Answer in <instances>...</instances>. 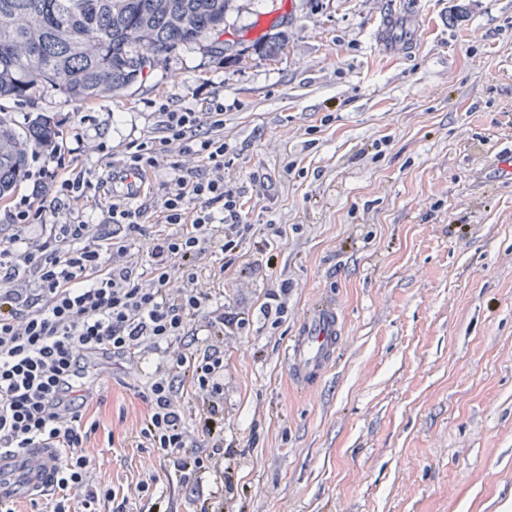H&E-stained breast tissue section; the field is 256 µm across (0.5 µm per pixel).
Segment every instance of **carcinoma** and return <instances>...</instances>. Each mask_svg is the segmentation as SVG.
<instances>
[{
  "mask_svg": "<svg viewBox=\"0 0 512 512\" xmlns=\"http://www.w3.org/2000/svg\"><path fill=\"white\" fill-rule=\"evenodd\" d=\"M230 0H0V100L49 84L70 100L124 92L177 48L224 32ZM38 115L23 130L0 118V200L32 147L55 139Z\"/></svg>",
  "mask_w": 512,
  "mask_h": 512,
  "instance_id": "carcinoma-1",
  "label": "carcinoma"
}]
</instances>
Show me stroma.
<instances>
[{
  "label": "stroma",
  "instance_id": "1",
  "mask_svg": "<svg viewBox=\"0 0 512 512\" xmlns=\"http://www.w3.org/2000/svg\"><path fill=\"white\" fill-rule=\"evenodd\" d=\"M225 23L230 51L180 48L121 94L0 101L20 129L81 126L93 224L112 190L94 144L155 134L164 103H224L249 226L215 282L245 321L224 331V453L185 483L139 447L167 364L116 355L88 380L90 488L153 473L164 512H512V0H232ZM323 301L342 343L303 389L287 350Z\"/></svg>",
  "mask_w": 512,
  "mask_h": 512
}]
</instances>
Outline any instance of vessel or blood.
<instances>
[{
    "label": "vessel or blood",
    "mask_w": 512,
    "mask_h": 512,
    "mask_svg": "<svg viewBox=\"0 0 512 512\" xmlns=\"http://www.w3.org/2000/svg\"><path fill=\"white\" fill-rule=\"evenodd\" d=\"M340 339L335 307L317 306L288 347V363L298 384H309L322 375L332 364ZM56 457L52 448L0 449V498L42 494L51 483Z\"/></svg>",
    "instance_id": "vessel-or-blood-1"
}]
</instances>
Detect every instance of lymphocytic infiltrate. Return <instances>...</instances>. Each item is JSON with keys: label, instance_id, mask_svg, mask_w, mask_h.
<instances>
[{"label": "lymphocytic infiltrate", "instance_id": "lymphocytic-infiltrate-1", "mask_svg": "<svg viewBox=\"0 0 512 512\" xmlns=\"http://www.w3.org/2000/svg\"><path fill=\"white\" fill-rule=\"evenodd\" d=\"M199 164L186 171L169 158V145ZM224 105L206 111L166 110L161 134L130 143L120 168L164 186L160 214L169 231L149 238V263L132 251L154 216L113 194L108 221L92 224L76 202L97 189L91 172L67 168L61 145L32 150L38 177L54 194L52 206L15 202L9 219L16 233L0 247V448L58 449L53 512H70L69 492L85 490L83 508L127 512L111 491L88 487L86 378L106 371L113 356L133 357L150 348L166 355V373L152 377L149 412L139 445L156 449L187 481L208 467L205 456L187 454L186 414L176 382L188 383L206 401L195 419L214 451L224 449V421L217 400L224 393V354L208 348L186 353L182 339L191 321L207 313L209 335L224 334V311L200 288L207 254L232 257L245 226L234 181L224 177Z\"/></svg>", "mask_w": 512, "mask_h": 512}]
</instances>
